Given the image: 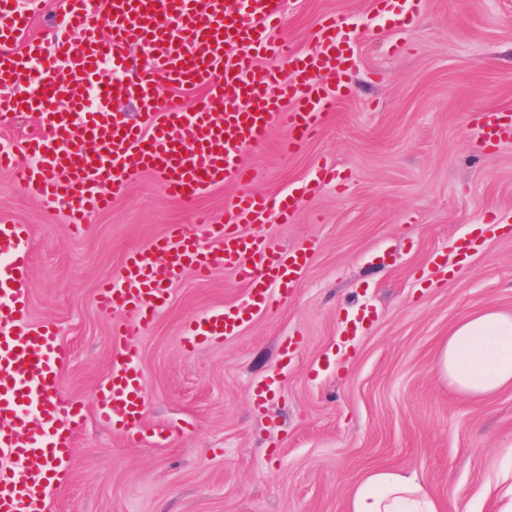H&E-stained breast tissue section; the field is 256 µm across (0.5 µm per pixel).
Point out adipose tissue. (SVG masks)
<instances>
[{"label": "adipose tissue", "mask_w": 512, "mask_h": 512, "mask_svg": "<svg viewBox=\"0 0 512 512\" xmlns=\"http://www.w3.org/2000/svg\"><path fill=\"white\" fill-rule=\"evenodd\" d=\"M435 368L466 398L512 386V315L485 307L460 318L441 344ZM347 512H444L414 470L377 468L357 483Z\"/></svg>", "instance_id": "ef3b65f1"}]
</instances>
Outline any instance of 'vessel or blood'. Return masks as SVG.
I'll use <instances>...</instances> for the list:
<instances>
[{"label": "vessel or blood", "instance_id": "b4317fda", "mask_svg": "<svg viewBox=\"0 0 512 512\" xmlns=\"http://www.w3.org/2000/svg\"><path fill=\"white\" fill-rule=\"evenodd\" d=\"M42 0H0V124L38 114L43 130L17 150L0 149V169L27 160L23 180L50 211L65 209L73 231L107 209L134 169L154 174L170 197L189 201L218 185L239 188L206 245L182 226L128 255L98 293L105 310L132 313L118 324L107 380L95 396L99 421L136 432L146 403L144 367L126 339L148 329L171 285L186 269L208 274L232 269L246 284L235 305L191 320L188 350L236 335L269 311L307 265L306 249L270 252L256 228L269 213L291 223L303 198L250 191L253 171L241 161L265 146L273 128L289 146L309 140L328 112L349 95L353 30L340 17L323 19L315 53L303 55L273 32L284 0H248V12L224 0H64L49 38L13 42L27 29ZM276 59L273 68L259 66ZM203 87L190 105L160 96L164 84ZM137 101L138 121L111 111L112 100ZM478 137L495 145L512 138V113L485 124ZM94 143L87 153L86 143ZM30 231L0 224V454L24 463V473L0 465V512H48V490L58 464L73 455L83 403L64 394L59 374L69 357L54 324L30 320Z\"/></svg>", "mask_w": 512, "mask_h": 512}]
</instances>
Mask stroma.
Listing matches in <instances>:
<instances>
[{"label": "stroma", "mask_w": 512, "mask_h": 512, "mask_svg": "<svg viewBox=\"0 0 512 512\" xmlns=\"http://www.w3.org/2000/svg\"><path fill=\"white\" fill-rule=\"evenodd\" d=\"M329 15L357 30L352 95L295 150L278 127L242 158L256 190L308 186L294 223L262 229L273 251L311 246L307 268L282 303L194 352L186 323L246 287L221 266L184 272L152 328L127 339L146 368L140 434L86 415L50 512H347L351 487L388 466L416 470L445 504L501 512L512 387L462 398L434 359L465 313H512V142L475 135L486 111L512 110V0H420L410 23L375 0H287L280 32L314 52ZM326 163L335 182H316ZM237 191L180 202L140 171L74 235L0 172V221L31 231L30 319L53 322L70 357L64 394L92 405L128 318L102 311L97 288L170 226L200 233L196 212L223 221Z\"/></svg>", "instance_id": "obj_1"}]
</instances>
